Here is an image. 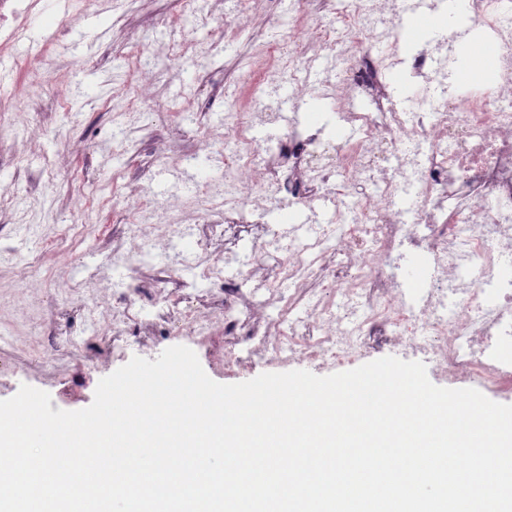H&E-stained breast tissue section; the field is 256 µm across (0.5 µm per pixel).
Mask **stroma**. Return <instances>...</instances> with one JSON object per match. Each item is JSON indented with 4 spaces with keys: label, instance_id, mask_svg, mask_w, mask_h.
I'll return each mask as SVG.
<instances>
[{
    "label": "stroma",
    "instance_id": "35a3bbf8",
    "mask_svg": "<svg viewBox=\"0 0 512 512\" xmlns=\"http://www.w3.org/2000/svg\"><path fill=\"white\" fill-rule=\"evenodd\" d=\"M289 3L255 0L261 16L255 25L233 12L223 19L193 17L181 37L208 42L214 63L207 69L188 58L173 62L168 51V20L184 14L183 0H110L107 10L99 13L80 11L77 0H41L27 41L0 53L3 101L18 93V57L56 32L62 38L44 66L46 73L77 70L83 78L82 91H69L64 101L40 93V112L13 122L0 141V189L6 191L0 199V336L13 339L0 347V368H8L10 377L9 388L0 397H13L23 384L51 394L75 384L79 392L73 407L81 410L92 403L107 370L118 369L135 356H159L173 345L191 348L206 374L222 384L288 368L317 372V365L307 361L285 365L259 356L228 369L211 344L185 333L161 331L153 336L130 331L119 357L105 370L92 369L77 349L46 367L32 363L27 353L34 337L89 327L91 316L57 301L60 289L103 288L118 294L162 267V260L151 255L135 273L114 264L112 217L129 206L130 182L153 186L161 168L158 154L174 161L192 151L203 162L219 159V152L200 150L199 144L223 132L224 112L250 68L255 45L283 37ZM224 20L241 27V34L225 38L220 28ZM140 36L146 37L157 64L151 69L148 105L139 127L120 137V110L133 91L128 57L132 41ZM75 224L84 227L82 239L70 231ZM39 235L52 239L55 252L34 275L30 264ZM165 249L172 255L189 249L220 259L250 258L247 242L226 248L199 231L185 240H167Z\"/></svg>",
    "mask_w": 512,
    "mask_h": 512
}]
</instances>
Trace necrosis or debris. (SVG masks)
I'll use <instances>...</instances> for the list:
<instances>
[{
	"label": "necrosis or debris",
	"instance_id": "obj_1",
	"mask_svg": "<svg viewBox=\"0 0 512 512\" xmlns=\"http://www.w3.org/2000/svg\"><path fill=\"white\" fill-rule=\"evenodd\" d=\"M308 0H294L288 43L261 44L262 74L247 72L244 100L231 103L224 134L213 142L224 155L223 184L203 183L185 200L216 238L249 229L251 253L276 252L279 278L245 263L228 280L217 261L197 280L224 297V333L194 310L190 333L218 345L226 366L259 354L285 362L303 358L333 367L375 342L415 353L435 352L451 381L480 380L492 392L512 393V0H467L473 21L447 43L415 52L397 27L415 0H323L329 20L317 21ZM40 0H0V50L24 37ZM488 40L498 49L493 81L453 79L461 43ZM327 63L317 91L330 118L317 128L280 106L278 76H298L313 57ZM409 78L396 100L393 76ZM342 124L352 138L335 140ZM285 129L283 140L261 146L256 125ZM121 226L126 246L114 253L131 270L154 247L148 225L164 224L184 239L193 225L170 221L171 207L145 186ZM332 203L328 223L270 230L265 214L281 206L315 210ZM409 248L435 271L422 296L407 297L389 267ZM168 266L150 288L112 298V330L127 321L152 329L172 301ZM288 282L292 291L282 292Z\"/></svg>",
	"mask_w": 512,
	"mask_h": 512
}]
</instances>
